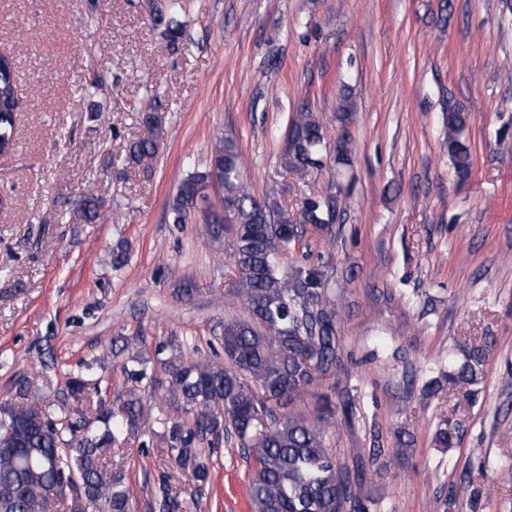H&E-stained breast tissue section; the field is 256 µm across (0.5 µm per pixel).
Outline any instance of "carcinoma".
<instances>
[{
    "label": "carcinoma",
    "mask_w": 512,
    "mask_h": 512,
    "mask_svg": "<svg viewBox=\"0 0 512 512\" xmlns=\"http://www.w3.org/2000/svg\"><path fill=\"white\" fill-rule=\"evenodd\" d=\"M179 0L155 8L154 21L177 40L183 35L177 17ZM21 111L12 59L0 54V149L14 137ZM470 113L455 103L442 113L444 149L458 180L472 169L471 147L463 132ZM142 133L130 145V158L151 159L161 145L162 121L153 109L140 117ZM323 119L306 105L289 121L282 141L283 172L304 175L329 163L350 166L353 148L347 137L336 140L330 158ZM222 173V208L204 209L207 233L230 235L233 285L246 310L243 318L224 320L220 341L224 359L187 360L170 347L162 360L164 377L149 369L150 359L129 353V340L112 343V354L132 384L147 382L166 388L174 412L164 421L162 440L168 461L202 487L210 480L208 458L200 446L216 448L224 439L235 444L254 465L249 499L252 512H368L366 498L347 465L325 445V433L338 418L351 421L356 396L349 390L337 398L323 395L311 416L293 415L288 406L301 400L322 379L348 372L340 336L336 289L321 264L302 262L283 267L288 251L302 241L306 226L323 240L336 237V213L326 202L331 191L305 197L296 209L272 189L261 198L241 181L242 159L235 139L226 135L212 148L208 167L189 174L170 204L175 224L206 202L203 190L211 170ZM487 341L462 348V361L430 379L428 397L455 386L475 385L483 378ZM69 394H50L0 409V512H76L67 504L83 501L86 512H133L134 500L125 477L107 470L112 447L138 438L149 419L141 396L130 389L100 397V382L80 376L68 380ZM461 422L441 421L433 440L453 448ZM162 512H181L170 476L158 485Z\"/></svg>",
    "instance_id": "carcinoma-1"
}]
</instances>
